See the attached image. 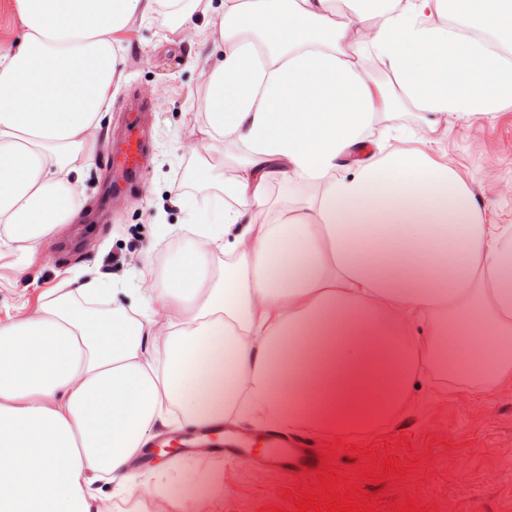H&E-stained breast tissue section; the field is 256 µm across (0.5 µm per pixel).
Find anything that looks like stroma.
I'll return each instance as SVG.
<instances>
[{
  "label": "stroma",
  "instance_id": "1",
  "mask_svg": "<svg viewBox=\"0 0 512 512\" xmlns=\"http://www.w3.org/2000/svg\"><path fill=\"white\" fill-rule=\"evenodd\" d=\"M172 25V17L155 12L150 19H135L118 34L123 48L120 85L102 134L120 135L133 103L146 100L150 147L143 167L108 215L88 223L110 175L103 144L95 142L82 169L86 218L68 225L53 240L48 257L36 261L26 276L15 278L10 269L0 267V319L34 310L46 292L86 270L123 278L131 287L146 268L162 277L192 238L187 231L178 236L168 232L169 227L190 222L186 200L203 210L223 199L222 178L199 182L192 177L197 161L190 147L205 124L202 103L210 69V29L201 16L180 34L172 33ZM444 146L449 158L468 171L482 207L500 223L512 224V191L505 189L512 184V111L490 123L457 129ZM178 180L185 184L184 192L174 191ZM304 438L313 450L332 449L329 462L348 481L357 480L356 465H369L366 449L378 453L386 447L398 460H419L406 478L389 476L391 494H409L435 506L436 512H512L511 389L485 399L463 392L423 394L400 420L342 436L333 447L324 435L308 432ZM398 438L403 447H395ZM357 448L364 454L354 465L349 458ZM156 465L166 470L171 484L166 512H187L180 488L186 469L199 475L213 468L223 473L217 496L200 500L196 512H258L269 505L295 512L284 490L318 482L313 473L265 471L246 460L211 459L175 446Z\"/></svg>",
  "mask_w": 512,
  "mask_h": 512
}]
</instances>
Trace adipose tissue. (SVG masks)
I'll use <instances>...</instances> for the list:
<instances>
[{
    "label": "adipose tissue",
    "instance_id": "obj_1",
    "mask_svg": "<svg viewBox=\"0 0 512 512\" xmlns=\"http://www.w3.org/2000/svg\"><path fill=\"white\" fill-rule=\"evenodd\" d=\"M154 2L16 0L0 260L21 254L17 273L82 218L112 35ZM457 2L452 23L448 0H169L176 30L199 12L214 35L200 173H224L226 202L162 278L88 280L0 321V512H107L105 477L164 512L163 478L132 468L162 428L340 436L415 390L512 388V225L438 148L512 108V0ZM408 109L419 123L394 122Z\"/></svg>",
    "mask_w": 512,
    "mask_h": 512
}]
</instances>
